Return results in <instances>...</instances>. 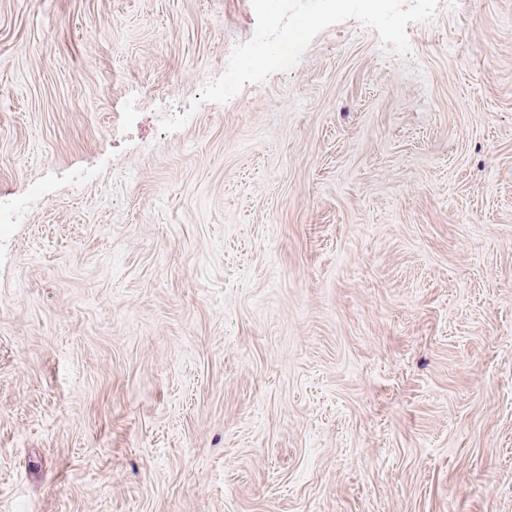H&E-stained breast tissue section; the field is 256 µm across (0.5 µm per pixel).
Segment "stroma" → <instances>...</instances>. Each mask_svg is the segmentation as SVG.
Wrapping results in <instances>:
<instances>
[{"label": "stroma", "instance_id": "1", "mask_svg": "<svg viewBox=\"0 0 512 512\" xmlns=\"http://www.w3.org/2000/svg\"><path fill=\"white\" fill-rule=\"evenodd\" d=\"M255 27L0 0V512H512V0Z\"/></svg>", "mask_w": 512, "mask_h": 512}]
</instances>
